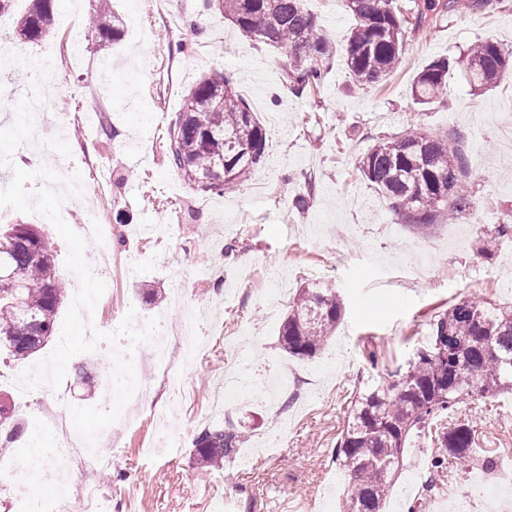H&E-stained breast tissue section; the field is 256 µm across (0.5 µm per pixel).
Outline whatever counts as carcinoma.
<instances>
[{
  "instance_id": "carcinoma-1",
  "label": "carcinoma",
  "mask_w": 512,
  "mask_h": 512,
  "mask_svg": "<svg viewBox=\"0 0 512 512\" xmlns=\"http://www.w3.org/2000/svg\"><path fill=\"white\" fill-rule=\"evenodd\" d=\"M54 0H30L16 38L39 41L51 30ZM224 14L247 36L284 51L283 70L291 91L308 95L322 83L336 50L305 0H222ZM355 19L344 49L352 84L382 85L397 68L411 32L465 9L485 12L508 0H342ZM91 23L85 37L118 40L122 22L108 0H88ZM460 67L476 90L495 86L512 68V55L486 40L456 61L436 59L415 77L411 99L430 105L443 97L448 74ZM171 163L201 192L224 190L254 175L265 153V132L250 106L220 71L195 84L168 129ZM361 176L414 227L436 223L447 213L471 207V165L456 142L420 130L374 144L358 161ZM18 271L19 287L0 288V342L15 361L51 340L67 287L56 272L49 238L32 224L0 228V264ZM474 313L467 314V308ZM336 286L312 282L289 306L279 344L289 356L319 353L343 316ZM512 390V307L461 300L434 315L430 342L387 378L368 379L349 401V417L336 442L334 462L350 475L341 512H385L395 477L403 467L410 437L426 434L436 419L469 397H493ZM245 435L230 425L207 427L194 440V454L206 468L220 469ZM423 497H432L450 465L462 466L472 452V429L461 424L438 434Z\"/></svg>"
}]
</instances>
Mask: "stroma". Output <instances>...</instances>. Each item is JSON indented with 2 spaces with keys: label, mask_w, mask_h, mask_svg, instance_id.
Masks as SVG:
<instances>
[{
  "label": "stroma",
  "mask_w": 512,
  "mask_h": 512,
  "mask_svg": "<svg viewBox=\"0 0 512 512\" xmlns=\"http://www.w3.org/2000/svg\"><path fill=\"white\" fill-rule=\"evenodd\" d=\"M306 7L337 49L354 26L341 0H306ZM123 22L119 41H83L78 54L63 45L61 28L75 20L73 0H55L53 34L22 44L10 71L19 88L27 69L55 55L58 77L49 92L47 120L61 124L52 159L36 148L46 122H35L32 141L14 153V165L81 174L85 194L107 216L104 239H88L84 256L101 247L112 256L104 276L116 304L109 320L134 312L179 327L188 311L222 307L209 326V343L193 363L173 350V393L153 383L137 426L105 428L96 452L108 459L96 482L109 512H198L214 498L233 512H292L319 502L339 512L344 486L332 456L348 419L359 378L379 377L403 364L430 340L436 312L463 299L512 306V238L494 243L491 258L476 252L478 238L512 224V166L500 164L512 130V72L495 87L471 90L461 72L447 94L414 105L410 87L428 63L456 58L488 39L512 51V8L451 14L411 34L407 51L383 87L355 86L343 60H335L311 96L285 93L280 49L247 37L203 0H112ZM221 71L249 103L266 133L264 162L254 193L244 182L223 196L191 189L168 160V128L188 90L202 75ZM415 126L457 139L468 155L474 205L441 217L433 227L405 224L358 169L359 158L381 139ZM102 165L105 193L89 169ZM307 204L299 208L297 197ZM322 270L345 303L342 323L315 357H289L278 343L297 288ZM183 305L171 301L172 286ZM114 346L70 359L63 382L68 401L111 409L104 387L114 370ZM378 365H371L370 354ZM306 377V387L282 395V367ZM262 377L261 398L231 400L224 419L245 434L249 467L239 459L219 470L199 467L193 440L212 420L208 401L221 397L230 374ZM469 425L473 459L468 470L448 468L422 512H512V393L470 398L443 421ZM178 442L176 455L147 456L142 445L159 427ZM434 445L410 441L386 512H407L420 499ZM496 459L487 468L486 459Z\"/></svg>",
  "instance_id": "1"
}]
</instances>
